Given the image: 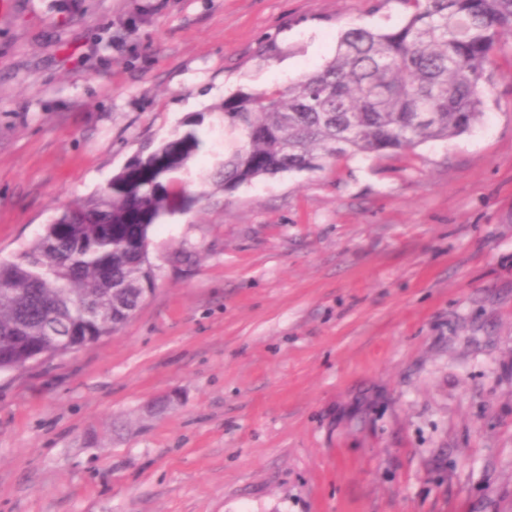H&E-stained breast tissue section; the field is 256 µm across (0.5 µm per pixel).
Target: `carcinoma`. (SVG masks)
<instances>
[{
	"mask_svg": "<svg viewBox=\"0 0 512 512\" xmlns=\"http://www.w3.org/2000/svg\"><path fill=\"white\" fill-rule=\"evenodd\" d=\"M405 21L341 32L334 58L285 89L224 100V125L245 141L217 172L231 190L340 158L403 153L468 129L481 114L486 68L512 35V0H400ZM199 122L141 155L98 193L0 262V372L67 353L46 329L87 345L117 331L147 282L149 232L190 208L177 174L204 147Z\"/></svg>",
	"mask_w": 512,
	"mask_h": 512,
	"instance_id": "obj_1",
	"label": "carcinoma"
}]
</instances>
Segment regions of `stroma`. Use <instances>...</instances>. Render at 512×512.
Here are the masks:
<instances>
[{
	"instance_id": "obj_1",
	"label": "stroma",
	"mask_w": 512,
	"mask_h": 512,
	"mask_svg": "<svg viewBox=\"0 0 512 512\" xmlns=\"http://www.w3.org/2000/svg\"><path fill=\"white\" fill-rule=\"evenodd\" d=\"M401 0H12L0 261L201 119L199 197L97 344L0 373V512H512V38L483 115L229 191L221 106Z\"/></svg>"
}]
</instances>
